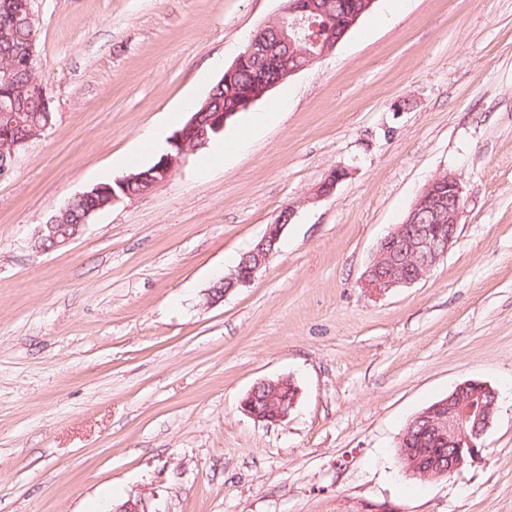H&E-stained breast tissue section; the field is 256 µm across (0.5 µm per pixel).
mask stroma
Segmentation results:
<instances>
[{
	"instance_id": "stroma-1",
	"label": "stroma",
	"mask_w": 512,
	"mask_h": 512,
	"mask_svg": "<svg viewBox=\"0 0 512 512\" xmlns=\"http://www.w3.org/2000/svg\"><path fill=\"white\" fill-rule=\"evenodd\" d=\"M283 0H34L55 118L0 174V512H512V0H377L322 61L68 246L38 225L155 152ZM333 194L312 200L329 173ZM456 243L419 282L361 288L434 176ZM293 217L254 280L210 289ZM293 377L287 419L239 403ZM499 390L479 460L418 481L396 445L458 384Z\"/></svg>"
}]
</instances>
